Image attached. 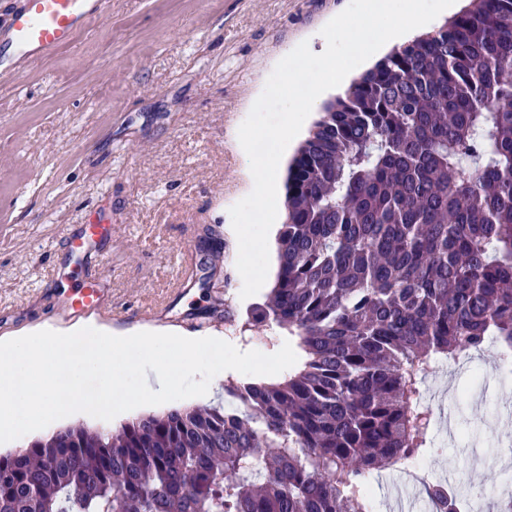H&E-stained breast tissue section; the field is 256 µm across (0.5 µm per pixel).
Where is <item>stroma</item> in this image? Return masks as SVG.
Wrapping results in <instances>:
<instances>
[{
    "label": "stroma",
    "mask_w": 512,
    "mask_h": 512,
    "mask_svg": "<svg viewBox=\"0 0 512 512\" xmlns=\"http://www.w3.org/2000/svg\"><path fill=\"white\" fill-rule=\"evenodd\" d=\"M349 0H107L66 47L0 71V339L66 328L55 286L77 276L66 239L77 224L107 220L111 281L97 323L224 335L239 350L275 353L278 330L245 329L238 242L229 209L244 196L238 128L278 61L299 43L322 53L324 25ZM228 244L206 287L177 293L185 249L206 229ZM494 346L429 384L436 457L429 483L454 478L476 512H496L512 484V376ZM478 465L461 469L466 457Z\"/></svg>",
    "instance_id": "1"
}]
</instances>
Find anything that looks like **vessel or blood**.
Here are the masks:
<instances>
[{
    "mask_svg": "<svg viewBox=\"0 0 512 512\" xmlns=\"http://www.w3.org/2000/svg\"><path fill=\"white\" fill-rule=\"evenodd\" d=\"M101 11L102 0H22L8 19L9 38L0 43V60L8 54L33 57L68 45ZM111 237L108 226L82 224L73 230L69 256L79 269V280L53 292L52 303L59 311L77 316L102 308L107 293L104 246Z\"/></svg>",
    "mask_w": 512,
    "mask_h": 512,
    "instance_id": "1",
    "label": "vessel or blood"
}]
</instances>
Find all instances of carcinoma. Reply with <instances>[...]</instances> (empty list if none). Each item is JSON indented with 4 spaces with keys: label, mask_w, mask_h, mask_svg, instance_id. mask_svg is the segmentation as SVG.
<instances>
[{
    "label": "carcinoma",
    "mask_w": 512,
    "mask_h": 512,
    "mask_svg": "<svg viewBox=\"0 0 512 512\" xmlns=\"http://www.w3.org/2000/svg\"><path fill=\"white\" fill-rule=\"evenodd\" d=\"M278 269L248 324L303 369L233 400L60 426L0 451V512H372L433 455L424 378L512 350V0H470L325 102L287 167ZM208 262L226 243L207 230ZM437 512H468L442 484ZM397 476L390 477L389 473L379 477L371 488V498L373 512H397L390 511L389 508L393 506V482L397 479Z\"/></svg>",
    "instance_id": "cac0c4a2"
}]
</instances>
